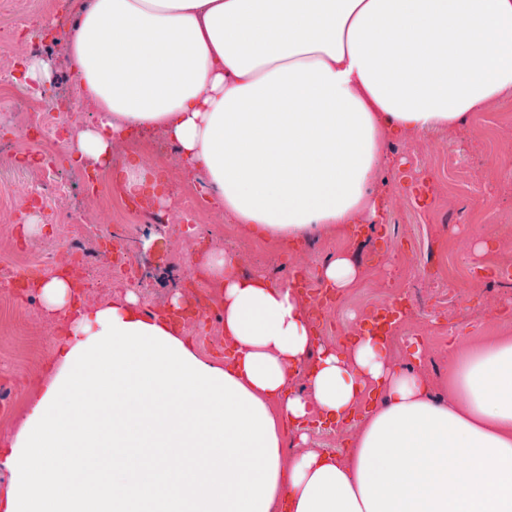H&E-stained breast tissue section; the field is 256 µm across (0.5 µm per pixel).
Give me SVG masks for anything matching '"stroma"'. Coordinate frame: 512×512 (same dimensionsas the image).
Returning <instances> with one entry per match:
<instances>
[{
  "label": "stroma",
  "mask_w": 512,
  "mask_h": 512,
  "mask_svg": "<svg viewBox=\"0 0 512 512\" xmlns=\"http://www.w3.org/2000/svg\"><path fill=\"white\" fill-rule=\"evenodd\" d=\"M399 156L388 157L382 171L389 180L384 238L367 233L358 239L340 240L336 249L357 250L368 269L364 284L350 289L340 305L326 311L329 338H336L361 323L370 311L387 303L391 289L385 288L380 271L388 266L401 282L415 286L420 311L404 323L393 338L399 360H406L411 341L422 339L424 351L447 361L450 345L502 329L512 333V314L501 312L499 299L481 292L476 279L481 255L478 244L494 235L512 246V194L501 196L489 186V176L512 179V120L502 112H479L465 128L434 131L398 140ZM489 211L486 223H456L457 211L469 203ZM446 215L453 246H437L434 218ZM86 224L112 230L135 265L148 274L147 298L152 305L164 304L180 292L182 277L192 274L187 255L189 242L199 236L189 228L186 236L170 238L142 227L128 210L88 214ZM164 248L167 259H154L156 248ZM0 314V357L11 367L35 373L51 336L49 327L36 324L32 306L5 302ZM24 349H17L16 339Z\"/></svg>",
  "instance_id": "stroma-1"
}]
</instances>
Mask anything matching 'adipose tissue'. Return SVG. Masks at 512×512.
Returning a JSON list of instances; mask_svg holds the SVG:
<instances>
[{"instance_id": "1", "label": "adipose tissue", "mask_w": 512, "mask_h": 512, "mask_svg": "<svg viewBox=\"0 0 512 512\" xmlns=\"http://www.w3.org/2000/svg\"><path fill=\"white\" fill-rule=\"evenodd\" d=\"M65 45L92 114L77 164L160 133L232 223L292 247L381 223L394 138L512 98V0H85ZM192 268L227 362L135 290L36 280L54 335L0 415V512H512L511 334L434 379L388 336L321 339L302 290L233 250ZM364 271L341 250L316 280L339 296ZM319 421L352 426L342 451L309 447Z\"/></svg>"}]
</instances>
